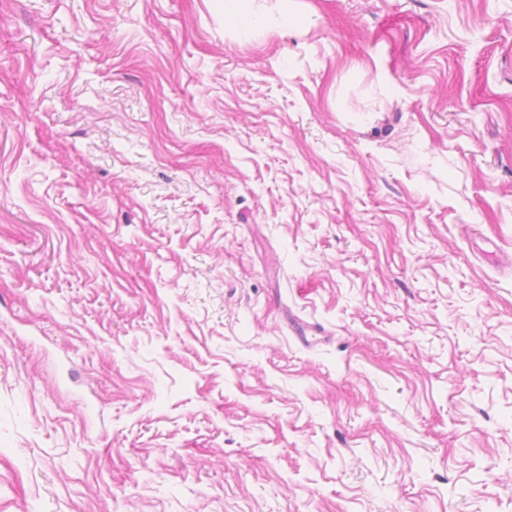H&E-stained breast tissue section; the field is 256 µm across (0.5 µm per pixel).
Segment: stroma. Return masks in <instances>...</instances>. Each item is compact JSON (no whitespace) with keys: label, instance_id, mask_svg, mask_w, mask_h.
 I'll return each mask as SVG.
<instances>
[{"label":"stroma","instance_id":"1","mask_svg":"<svg viewBox=\"0 0 512 512\" xmlns=\"http://www.w3.org/2000/svg\"><path fill=\"white\" fill-rule=\"evenodd\" d=\"M0 0V512H512V0Z\"/></svg>","mask_w":512,"mask_h":512}]
</instances>
